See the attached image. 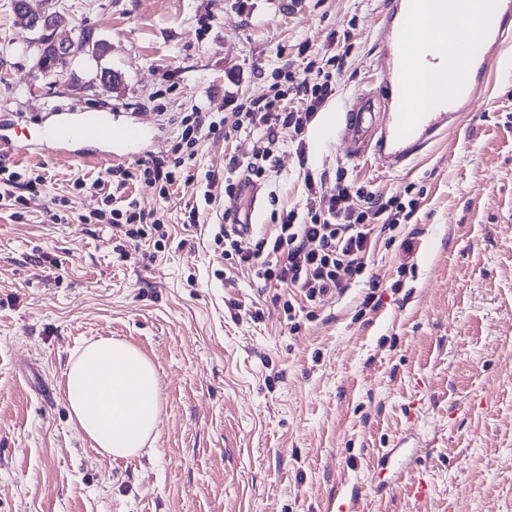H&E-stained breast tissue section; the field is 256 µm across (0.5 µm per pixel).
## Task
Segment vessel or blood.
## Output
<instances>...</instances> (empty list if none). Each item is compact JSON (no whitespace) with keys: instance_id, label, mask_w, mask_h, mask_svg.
Returning <instances> with one entry per match:
<instances>
[{"instance_id":"b4317fda","label":"vessel or blood","mask_w":512,"mask_h":512,"mask_svg":"<svg viewBox=\"0 0 512 512\" xmlns=\"http://www.w3.org/2000/svg\"><path fill=\"white\" fill-rule=\"evenodd\" d=\"M512 34V0H387L379 30V80L387 90L383 110L368 95L331 114L335 138L350 159L375 156L389 169L404 164L462 112L472 111L487 73ZM143 129L102 113L64 118L42 132L50 155L78 159L87 143L105 147V160L132 158L130 143ZM402 445L382 449L368 490H389L402 466Z\"/></svg>"}]
</instances>
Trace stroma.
Instances as JSON below:
<instances>
[{
    "mask_svg": "<svg viewBox=\"0 0 512 512\" xmlns=\"http://www.w3.org/2000/svg\"><path fill=\"white\" fill-rule=\"evenodd\" d=\"M385 0H58L56 39L91 30L101 61L76 51L59 73L38 70L40 34L0 0V135L35 138L59 115L106 113L147 132L141 157L170 153L176 118L201 109L236 120L234 100L267 94L283 61L343 55L322 112L373 91ZM208 30H201V22ZM118 76L94 87L98 67ZM83 92H73V85ZM245 134L198 150L191 185L127 196L164 212V240L120 243L107 224H52L45 209L78 175L106 165L40 153L5 157L44 173L19 212L0 206V512H326L369 484L379 449L407 425L432 484L427 512H512V40L475 111L389 171L342 146L305 157L284 142L260 190V222L301 206L305 175L331 190L337 168L388 198L420 192L410 223L381 235L369 258L381 302L358 316V282L317 303L291 330L275 289L238 270L216 274L212 241L224 157L250 152ZM213 181H206V174ZM209 186L196 227L180 217ZM127 258H120V251ZM414 270L399 275L401 263ZM239 309H231V302ZM261 318L249 315L251 307ZM114 337L159 374L164 411L152 451L98 454L75 428L64 394L70 353ZM415 422H408V409ZM402 486L358 512H409Z\"/></svg>",
    "mask_w": 512,
    "mask_h": 512,
    "instance_id": "obj_1",
    "label": "stroma"
}]
</instances>
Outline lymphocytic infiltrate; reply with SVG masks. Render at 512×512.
Masks as SVG:
<instances>
[{
	"label": "lymphocytic infiltrate",
	"mask_w": 512,
	"mask_h": 512,
	"mask_svg": "<svg viewBox=\"0 0 512 512\" xmlns=\"http://www.w3.org/2000/svg\"><path fill=\"white\" fill-rule=\"evenodd\" d=\"M322 55L307 59L303 70L283 63L280 72L286 88H275L269 94L238 104V122L234 130H222L214 113L193 111L180 121L176 142L170 154L137 161L135 166L109 168L106 177L87 180L76 178L72 187L79 192L101 194L105 206L92 216H78V223L94 221L108 224L126 239L140 241L149 231H162L164 219L156 211L140 208L135 199L122 196L130 183L145 181L157 184L160 197H168L176 182L191 184L190 169L197 157V147L211 134L223 133L232 139L235 133L253 138L249 155L231 154L224 158V192L231 201L225 219L213 241L220 248L225 269H246L267 287L290 291L282 303L288 322L299 317L297 301L315 305L325 296L339 293L359 279H366L368 293L361 302L362 310H375L380 299L375 294V278L367 277V258L376 239V230H392L408 223L418 207L417 198L401 201L388 199L357 187L346 169H337L335 187L322 193L313 174H306V203L303 209L272 212L274 233H261L253 248L241 246L234 213L245 212L250 200L240 189L241 182L260 186L274 166L275 153L283 139L301 141L318 108L331 95V72L322 67ZM297 99L299 108L288 106Z\"/></svg>",
	"instance_id": "f902f5d3"
}]
</instances>
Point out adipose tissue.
Instances as JSON below:
<instances>
[{"label":"adipose tissue","instance_id":"ef3b65f1","mask_svg":"<svg viewBox=\"0 0 512 512\" xmlns=\"http://www.w3.org/2000/svg\"><path fill=\"white\" fill-rule=\"evenodd\" d=\"M65 376L71 417L92 448L112 458L153 448L162 399L156 369L138 348L107 337L85 341Z\"/></svg>","mask_w":512,"mask_h":512}]
</instances>
